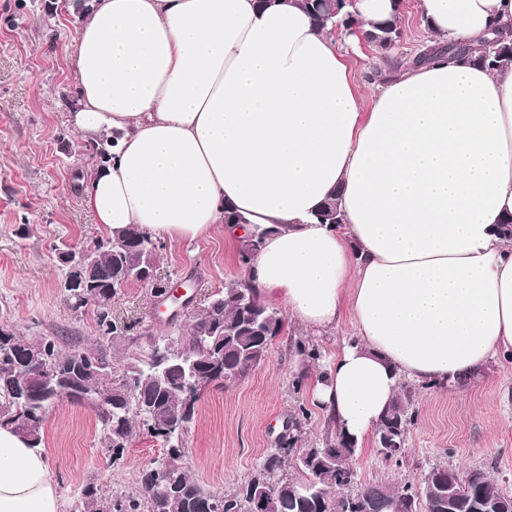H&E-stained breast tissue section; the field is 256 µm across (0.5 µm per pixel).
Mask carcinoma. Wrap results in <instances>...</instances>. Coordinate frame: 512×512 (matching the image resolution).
<instances>
[{
  "label": "carcinoma",
  "instance_id": "obj_1",
  "mask_svg": "<svg viewBox=\"0 0 512 512\" xmlns=\"http://www.w3.org/2000/svg\"><path fill=\"white\" fill-rule=\"evenodd\" d=\"M305 5L326 27L343 28L353 21L336 0H305ZM495 40L481 38L477 45L450 41L437 54L462 56L477 54V59L491 71L512 66V36L492 31ZM367 38L386 56L395 51L401 38L400 17L394 16L374 25ZM320 224L342 223L336 200L330 199L315 214ZM268 230L255 227L241 240L240 255L247 260L259 251ZM89 253L91 266L86 282L96 291L95 301L70 299L68 304L79 310L89 304L99 312L106 330L117 333L119 323L111 319L112 301L122 289L139 282V271L158 265L156 243L132 225L126 230L99 240ZM282 329L279 313L264 304L256 291L239 280H229L224 288L189 322L183 335L164 339L167 355L150 352L144 359H131L116 368L94 350H58L54 341H31L0 332V342L11 346L9 359L0 363V426L10 428L28 440L30 447L43 444V421L48 409L58 400H83L88 392L97 401L98 419L110 447L123 449L133 436L140 420L138 409L151 414L148 432L167 448L164 456L151 462L140 473L141 496L110 495L95 485L82 491L76 508L80 512H255L253 491L263 489L272 512H353L352 498L365 499L372 512H402L401 506L414 503L416 512H448V469L433 468L430 484H404L402 492L385 483L357 484L354 470L345 460L357 448L341 447L346 436L337 434L320 448L296 449L294 432L307 417L305 408L290 417L293 434L282 446L267 454L252 478L237 491L216 495L204 490L189 475L182 463V450L172 444L165 431L169 420L181 416L188 423L196 415L197 402L185 406L179 391L192 376L207 386L211 383L241 378L264 362L274 338ZM42 368L59 374L58 382L49 386L39 375ZM412 390L399 385V392L389 412L378 424L376 438L386 432L404 437L414 415L409 413ZM293 469L304 480L288 473ZM473 481L459 497L453 512H488L486 504L506 499V494L480 470L467 473Z\"/></svg>",
  "mask_w": 512,
  "mask_h": 512
}]
</instances>
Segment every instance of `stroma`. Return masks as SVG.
<instances>
[{"label": "stroma", "instance_id": "stroma-1", "mask_svg": "<svg viewBox=\"0 0 512 512\" xmlns=\"http://www.w3.org/2000/svg\"><path fill=\"white\" fill-rule=\"evenodd\" d=\"M83 19L69 10L68 0H0V329L32 341L52 339L65 352L98 350L118 366L143 357L150 339L176 335L186 320L167 319L157 298L135 284L112 305L125 322L113 336L100 327L95 306L76 312L65 300L60 252L105 237L84 205L81 186L103 161L71 123L76 74L70 46ZM400 27L397 61L403 64L432 40L420 0H404ZM239 250L217 225L192 243L160 242V270L191 280L194 305L201 308L225 281L243 280ZM355 335L347 316L322 334L284 323L262 364L206 388L179 439L190 476L216 494L236 490L279 447L289 417L301 408L309 417L298 447L321 445L331 425L308 384L322 357ZM300 340L314 344L320 360H300ZM299 376L306 385L297 390ZM412 409L399 461L387 460L371 440L359 448L353 461L359 483L414 485L441 465L461 474L482 470L512 494V361H492L481 382L462 389L416 387ZM43 433L42 453L62 512H73L90 484L115 494L140 493V472L164 453L157 438L140 430L114 458L94 406L66 398L47 412Z\"/></svg>", "mask_w": 512, "mask_h": 512}]
</instances>
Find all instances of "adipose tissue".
Wrapping results in <instances>:
<instances>
[{
  "label": "adipose tissue",
  "instance_id": "obj_1",
  "mask_svg": "<svg viewBox=\"0 0 512 512\" xmlns=\"http://www.w3.org/2000/svg\"><path fill=\"white\" fill-rule=\"evenodd\" d=\"M352 42L399 0H352ZM442 41L512 24V0H420ZM81 141L110 140L83 201L106 234L191 243L268 228L259 297L357 339L312 387L364 442L401 379L456 389L512 358V68L440 57L370 85L300 0H92L74 49ZM336 200L342 224L312 216ZM232 210L240 223L224 221ZM0 512H61L42 454L0 428Z\"/></svg>",
  "mask_w": 512,
  "mask_h": 512
}]
</instances>
